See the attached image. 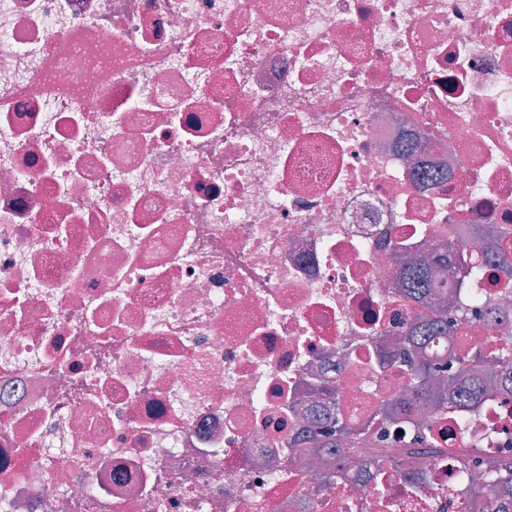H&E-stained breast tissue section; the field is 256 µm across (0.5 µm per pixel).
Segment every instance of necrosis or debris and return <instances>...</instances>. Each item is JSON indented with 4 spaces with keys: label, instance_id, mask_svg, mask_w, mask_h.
<instances>
[{
    "label": "necrosis or debris",
    "instance_id": "4bbe7bcc",
    "mask_svg": "<svg viewBox=\"0 0 512 512\" xmlns=\"http://www.w3.org/2000/svg\"><path fill=\"white\" fill-rule=\"evenodd\" d=\"M512 241V0H0V512H460L512 390L439 454L383 337L401 249ZM427 357L512 338V279ZM360 457L288 447L324 387ZM395 458L383 473L364 460Z\"/></svg>",
    "mask_w": 512,
    "mask_h": 512
}]
</instances>
